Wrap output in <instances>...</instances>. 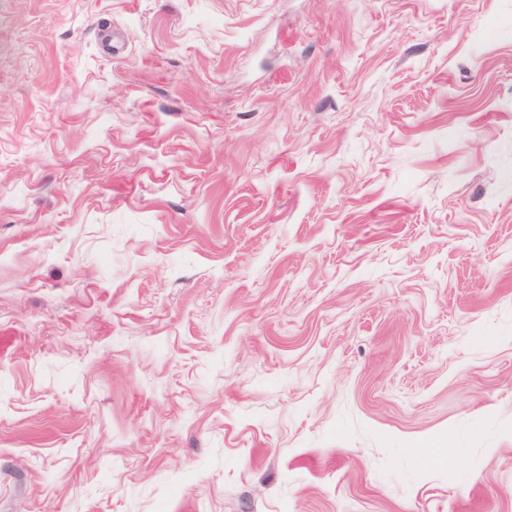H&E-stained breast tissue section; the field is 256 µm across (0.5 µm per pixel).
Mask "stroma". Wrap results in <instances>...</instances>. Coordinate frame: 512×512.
<instances>
[{
    "instance_id": "1",
    "label": "stroma",
    "mask_w": 512,
    "mask_h": 512,
    "mask_svg": "<svg viewBox=\"0 0 512 512\" xmlns=\"http://www.w3.org/2000/svg\"><path fill=\"white\" fill-rule=\"evenodd\" d=\"M0 512H512V0H0Z\"/></svg>"
}]
</instances>
